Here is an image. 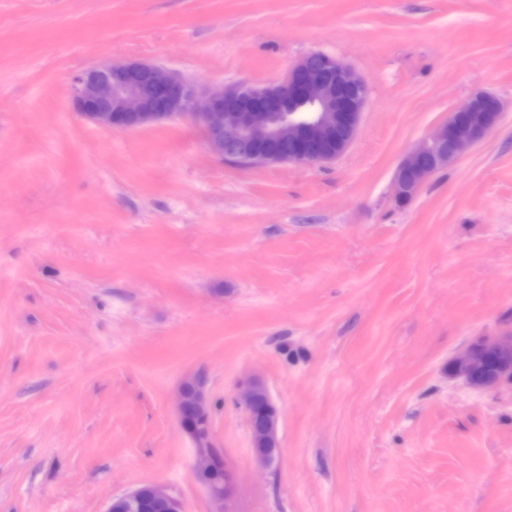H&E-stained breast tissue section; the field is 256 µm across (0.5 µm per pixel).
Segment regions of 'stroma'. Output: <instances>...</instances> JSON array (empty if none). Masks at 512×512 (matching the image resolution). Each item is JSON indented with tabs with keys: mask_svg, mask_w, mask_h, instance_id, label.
I'll use <instances>...</instances> for the list:
<instances>
[{
	"mask_svg": "<svg viewBox=\"0 0 512 512\" xmlns=\"http://www.w3.org/2000/svg\"><path fill=\"white\" fill-rule=\"evenodd\" d=\"M312 51L369 103L324 165L217 162L186 120L106 132L70 85L112 58L199 91ZM478 91L489 136L395 201ZM512 329V0H0V512L155 484L210 512L175 394L202 373L235 512H512V385L448 373ZM281 409L255 459L239 382Z\"/></svg>",
	"mask_w": 512,
	"mask_h": 512,
	"instance_id": "obj_1",
	"label": "stroma"
}]
</instances>
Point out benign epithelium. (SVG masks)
I'll return each mask as SVG.
<instances>
[{
	"instance_id": "benign-epithelium-1",
	"label": "benign epithelium",
	"mask_w": 512,
	"mask_h": 512,
	"mask_svg": "<svg viewBox=\"0 0 512 512\" xmlns=\"http://www.w3.org/2000/svg\"><path fill=\"white\" fill-rule=\"evenodd\" d=\"M491 94L479 92L457 107L429 138L400 163L396 200L404 205L440 168L482 141L503 110L480 121L464 117L481 111ZM368 100L360 74L320 51L304 55L280 83L235 84L204 95L179 75L141 61L110 60L74 77L73 111L109 132L136 130L189 118L204 132L209 152L219 161L257 168L276 164L320 165L335 161L354 141ZM450 375L477 389L512 383V331L482 336L449 363ZM258 465L273 468L280 449L279 406L263 381L252 376L238 384ZM176 415L193 443L192 474L206 492L211 512H230L236 481L224 450L214 443L210 405L202 376H186L178 389ZM155 512H185L182 500L150 486ZM138 490L112 497L106 512H136Z\"/></svg>"
}]
</instances>
